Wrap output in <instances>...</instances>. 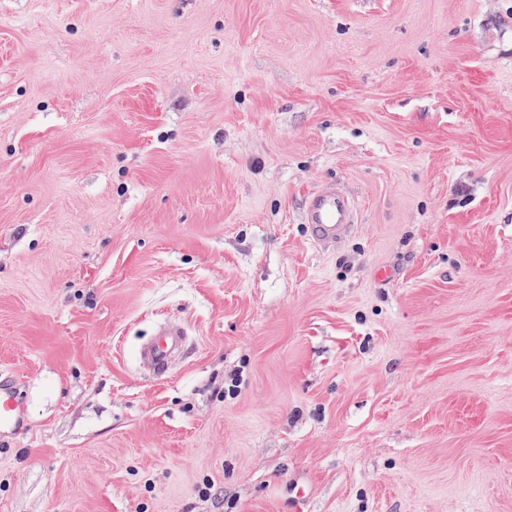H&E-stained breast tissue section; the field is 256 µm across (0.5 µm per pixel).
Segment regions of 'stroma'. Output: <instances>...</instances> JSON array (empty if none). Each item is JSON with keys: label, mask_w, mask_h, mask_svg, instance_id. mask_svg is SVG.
Segmentation results:
<instances>
[{"label": "stroma", "mask_w": 512, "mask_h": 512, "mask_svg": "<svg viewBox=\"0 0 512 512\" xmlns=\"http://www.w3.org/2000/svg\"><path fill=\"white\" fill-rule=\"evenodd\" d=\"M4 370L0 512H512V0H0ZM355 210L349 196L334 183L324 184L306 198L305 220L312 241L329 243L345 235ZM186 331L180 323L160 325L152 336L141 345L140 357L148 371L157 377L166 375L186 342Z\"/></svg>", "instance_id": "obj_1"}]
</instances>
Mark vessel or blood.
Wrapping results in <instances>:
<instances>
[{"mask_svg": "<svg viewBox=\"0 0 512 512\" xmlns=\"http://www.w3.org/2000/svg\"><path fill=\"white\" fill-rule=\"evenodd\" d=\"M354 214L349 196L336 184L322 185L306 198L305 220L312 241L329 243L341 238L352 224ZM185 342L186 331L181 324L164 323L141 345V360L152 375L164 376Z\"/></svg>", "mask_w": 512, "mask_h": 512, "instance_id": "b4317fda", "label": "vessel or blood"}]
</instances>
